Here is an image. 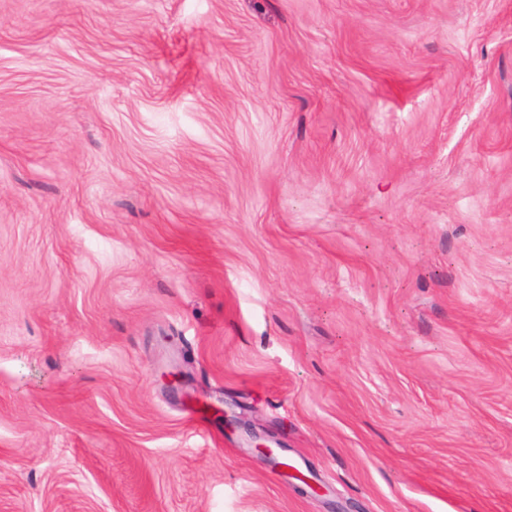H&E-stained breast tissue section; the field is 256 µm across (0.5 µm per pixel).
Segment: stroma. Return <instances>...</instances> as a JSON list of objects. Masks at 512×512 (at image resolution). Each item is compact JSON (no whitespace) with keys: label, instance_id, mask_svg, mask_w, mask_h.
<instances>
[{"label":"stroma","instance_id":"obj_1","mask_svg":"<svg viewBox=\"0 0 512 512\" xmlns=\"http://www.w3.org/2000/svg\"><path fill=\"white\" fill-rule=\"evenodd\" d=\"M338 507L512 512V0H0V512Z\"/></svg>","mask_w":512,"mask_h":512}]
</instances>
